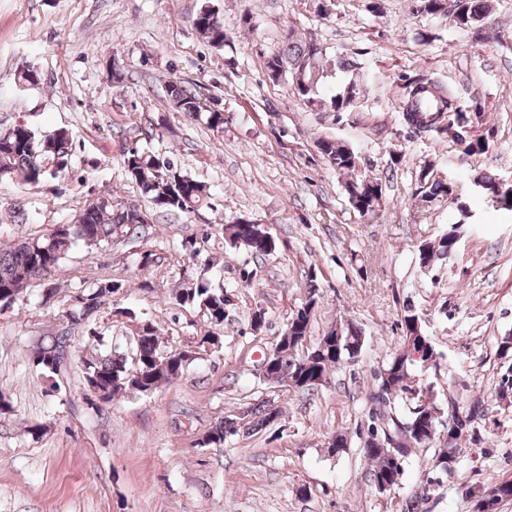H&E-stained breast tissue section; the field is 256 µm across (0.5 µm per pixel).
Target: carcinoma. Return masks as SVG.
<instances>
[{"mask_svg": "<svg viewBox=\"0 0 512 512\" xmlns=\"http://www.w3.org/2000/svg\"><path fill=\"white\" fill-rule=\"evenodd\" d=\"M416 12L427 15L453 14V22L460 28L484 27L490 24L488 0H414ZM196 32L210 47L222 49L225 45L224 24L218 12L204 2L192 19ZM266 74L281 71L291 84L294 94L307 106L329 112H350L365 96L363 78L356 74L355 62L344 58L329 60L326 53L316 49L312 34L298 35L292 29L284 32L281 46L265 59ZM353 72L343 89L324 95L320 86L324 77L334 72ZM405 100L402 102L404 120L413 134L431 132L437 138L447 136L470 155L481 152L486 144L475 129L483 123L481 105L474 103L463 108L456 104L454 95L436 81L426 78L407 79L404 83ZM167 95L172 107L195 119L206 114L209 129L224 130V110L212 101L203 107V93L180 81L167 84ZM319 153L339 171L351 173L358 167L356 155L348 146L333 138L316 142ZM72 152V135L64 128L39 132L26 122L0 130V179H19L32 187L47 177L65 175ZM122 163L129 181L151 207L167 212H194L211 199L209 186L185 173L174 160L162 158L138 146L122 151ZM482 187L492 193L499 203L512 210V188L500 186L491 176L481 177ZM345 191L352 207L367 214L382 203V184L367 178L353 176L345 183ZM421 200L432 201L453 193L450 184L433 177L428 169L420 172ZM149 220L147 209L134 203L112 201L101 197L87 205L73 224H55L45 233L26 238L15 245H0V314L12 309L23 291L33 280H39L59 266L70 250L80 244L88 253L108 247L119 237L135 236ZM461 231L452 224L438 242H424L418 256L425 257L434 266L448 258ZM266 237L262 225L242 218L224 225V239L231 247L244 246L256 255L268 256L276 245L263 241ZM125 287L121 280H107L83 299V304L69 311L71 322L89 320L107 299ZM174 298L185 304H197L210 321L212 330L204 337L211 343L218 339L224 327L226 303L224 288H215L205 275L197 277L193 286L174 293ZM319 297L311 284L307 295L292 315L284 331L277 336L276 366L272 371L273 385L281 387L283 381L292 380L298 389L315 390L328 384L331 374L349 362L357 349L364 345L362 329L349 322L325 332L302 356L303 341L309 338L314 309ZM403 334L400 345L389 359L374 372L375 388L369 393L367 432L361 451L368 461L371 483L381 494L401 484L404 465L412 450L442 436L443 448L435 455L433 469L448 473V468L461 449L459 433L450 438L443 423L446 409L437 393L416 381L415 371L437 358L429 336L424 332L418 314L404 306ZM138 360L129 364L120 355L105 356L86 366L85 383L89 393L104 402H110L120 393L147 394L180 377L186 370L187 358L168 354L160 347V330L151 321L137 325ZM65 336H55L51 343L35 352V363L54 373L62 366L67 355ZM469 425L466 432L475 433L476 420L486 414L480 400L463 406ZM268 406L259 405L244 411V416L227 415L206 436L210 444H222L229 436L251 435L258 427L269 422ZM437 479L426 477L402 501L400 512H429L427 504Z\"/></svg>", "mask_w": 512, "mask_h": 512, "instance_id": "1", "label": "carcinoma"}]
</instances>
